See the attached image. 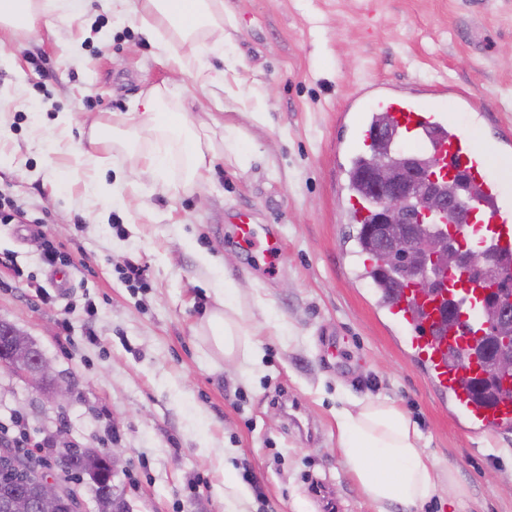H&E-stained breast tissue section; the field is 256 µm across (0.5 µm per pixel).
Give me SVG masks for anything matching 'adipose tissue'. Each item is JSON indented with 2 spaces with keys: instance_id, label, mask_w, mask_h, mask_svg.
Listing matches in <instances>:
<instances>
[{
  "instance_id": "adipose-tissue-1",
  "label": "adipose tissue",
  "mask_w": 512,
  "mask_h": 512,
  "mask_svg": "<svg viewBox=\"0 0 512 512\" xmlns=\"http://www.w3.org/2000/svg\"><path fill=\"white\" fill-rule=\"evenodd\" d=\"M120 16L134 17L140 32L160 45L173 64L184 72L193 71L203 83L220 84L224 74L200 67L203 54L224 50V0H110ZM90 0H0V37L11 39L28 30L50 12L72 16L86 13ZM163 89H155L143 103V110L131 132L96 122L90 125L86 144L77 154L84 162L97 164L99 153L108 146L138 155L143 173L153 177L161 189H171V159H184L185 185L199 181L213 157L209 123L185 133L184 113L163 107ZM153 147L138 153L141 139ZM241 291L236 287L215 291V306L199 325V332L232 364L258 360L253 332L240 317ZM336 441L348 471L362 495L380 506H417L440 494L458 499L462 490L456 483H442L435 475V463L421 444L414 424L393 403L368 399L336 413Z\"/></svg>"
}]
</instances>
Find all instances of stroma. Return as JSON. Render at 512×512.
Listing matches in <instances>:
<instances>
[{
	"mask_svg": "<svg viewBox=\"0 0 512 512\" xmlns=\"http://www.w3.org/2000/svg\"><path fill=\"white\" fill-rule=\"evenodd\" d=\"M0 65V195L21 216L0 223V322L28 335L72 389L62 406L0 371V429L28 450L125 449L117 493L130 512H225L224 477L245 488L242 463L263 482L249 512H322L323 482L340 512H380L350 477L336 412L367 399L398 405L417 427L439 477L463 495L411 512H512V432H476L428 385L376 308L377 291L350 272L359 227L343 218L349 138L342 112L376 82L445 83L483 98L512 127V0H224V54L207 60L224 82L204 86L169 64L130 19L103 4L56 12L6 44ZM168 88L191 123L233 129L237 154L215 144L212 169L184 188L141 179L136 160L108 151L78 166L91 121L112 124ZM71 116L68 131L54 124ZM58 140L47 165L39 139ZM124 171V200L91 196L92 176ZM280 236L272 262L230 237L237 214ZM67 256L66 288L41 261L45 243ZM242 290L259 327L257 364L229 365L196 329L219 282ZM280 324L270 336L262 327Z\"/></svg>",
	"mask_w": 512,
	"mask_h": 512,
	"instance_id": "stroma-1",
	"label": "stroma"
}]
</instances>
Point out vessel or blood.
Here are the masks:
<instances>
[{
  "label": "vessel or blood",
  "mask_w": 512,
  "mask_h": 512,
  "mask_svg": "<svg viewBox=\"0 0 512 512\" xmlns=\"http://www.w3.org/2000/svg\"><path fill=\"white\" fill-rule=\"evenodd\" d=\"M473 112L490 119V107L472 95L457 94L446 85H428L407 89L385 83L365 87L352 98L351 112L358 137L350 151L351 162L366 159L370 153V135L377 114L392 117L395 138L413 152L434 159L441 172L463 174L468 185L477 189L473 215L465 222L452 225L453 234L467 239L479 234L484 244L496 254L504 269H512V191L490 173L491 156L496 145L478 141L474 134L448 119L449 108ZM369 200L350 192L346 216L354 223L363 222L370 214ZM442 286L436 302L406 291L404 297L383 302L391 320L400 328L407 342L424 364L429 385L447 394L457 416L478 429L498 432L512 429V400L503 396L487 399L476 391L462 387L458 379L462 365L463 342L450 333L439 316L442 304H453L469 336L484 334V296L481 287L462 280L453 273L441 278ZM472 377L483 378L477 363L467 365Z\"/></svg>",
  "instance_id": "obj_1"
}]
</instances>
